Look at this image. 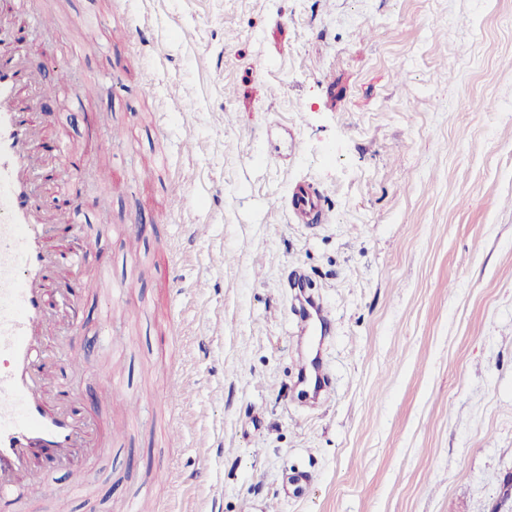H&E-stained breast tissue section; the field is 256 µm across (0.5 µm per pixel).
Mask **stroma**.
<instances>
[{"instance_id":"35a3bbf8","label":"stroma","mask_w":512,"mask_h":512,"mask_svg":"<svg viewBox=\"0 0 512 512\" xmlns=\"http://www.w3.org/2000/svg\"><path fill=\"white\" fill-rule=\"evenodd\" d=\"M25 11L57 21L21 49L53 90L43 133L80 167V228L62 243L92 282L52 345L54 374L81 414L122 431L90 455L85 491L51 463L57 496L25 491L13 512H512V0ZM145 15L165 50L135 66L128 35ZM81 29L90 45L76 57ZM63 66L119 85L78 101L55 85ZM115 127L127 141H110ZM186 130L200 144L189 158L172 141ZM93 141L106 146L94 158ZM276 146L286 165L270 161ZM182 166L197 177L191 216L212 227L204 241L186 239L171 201ZM303 180L323 190L328 223L288 221L282 201ZM173 236L191 261L166 281ZM301 280L331 312L328 335L294 330ZM316 356L326 395L298 375ZM174 368L191 389L172 444L158 425L176 410ZM145 392L152 404L128 415Z\"/></svg>"}]
</instances>
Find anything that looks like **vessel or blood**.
<instances>
[{"label": "vessel or blood", "instance_id": "1", "mask_svg": "<svg viewBox=\"0 0 512 512\" xmlns=\"http://www.w3.org/2000/svg\"><path fill=\"white\" fill-rule=\"evenodd\" d=\"M18 12L15 0H0V501L42 487L43 468L32 466L42 455L56 462L75 448L81 428L64 398L48 403L53 387L42 336L50 321L47 285L66 282L80 263L78 255L59 254L56 227L73 223L81 203L73 199L54 216H43L33 182L44 158L34 148L40 126L22 91L45 88L22 65L8 32ZM291 223L327 220L324 196L311 182L294 183L284 201ZM302 329L329 332L330 311L310 301L299 312ZM44 495L52 488L42 487Z\"/></svg>", "mask_w": 512, "mask_h": 512}]
</instances>
